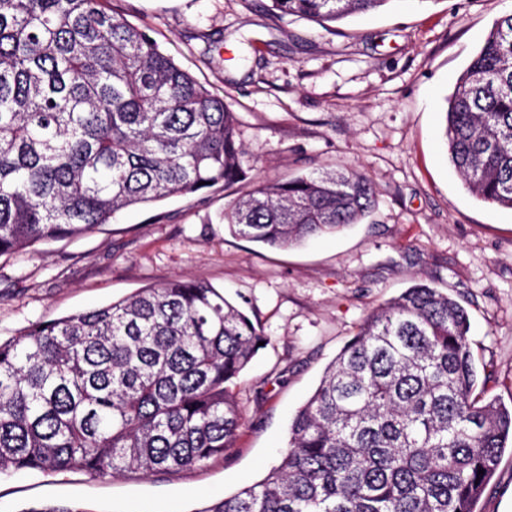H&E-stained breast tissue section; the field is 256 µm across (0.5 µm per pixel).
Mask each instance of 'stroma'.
I'll use <instances>...</instances> for the list:
<instances>
[{"label": "stroma", "instance_id": "1", "mask_svg": "<svg viewBox=\"0 0 512 512\" xmlns=\"http://www.w3.org/2000/svg\"><path fill=\"white\" fill-rule=\"evenodd\" d=\"M235 113L248 180L360 171L377 203L290 248L233 235L217 185L134 207L71 241L0 257V341L177 276L223 289L265 346L233 389L245 417L222 458L176 475L0 474V512H207L276 465L288 424L367 311L417 282L468 311L485 395L512 405V210L448 162L446 99L506 0H389L330 28L269 0H107ZM512 512V448L476 505Z\"/></svg>", "mask_w": 512, "mask_h": 512}]
</instances>
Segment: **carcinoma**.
<instances>
[{
  "mask_svg": "<svg viewBox=\"0 0 512 512\" xmlns=\"http://www.w3.org/2000/svg\"><path fill=\"white\" fill-rule=\"evenodd\" d=\"M325 26L389 0H270ZM104 0H0V256L74 240L124 209L247 179L237 121ZM448 160L512 210V14L447 99ZM358 171L256 181L224 210L269 247L367 217ZM466 309L416 283L373 309L295 413L277 465L209 512H474L512 440L477 393ZM265 341L224 292L183 276L0 342V473L176 474L224 457L231 392ZM484 474H478L479 470Z\"/></svg>",
  "mask_w": 512,
  "mask_h": 512,
  "instance_id": "cac0c4a2",
  "label": "carcinoma"
}]
</instances>
